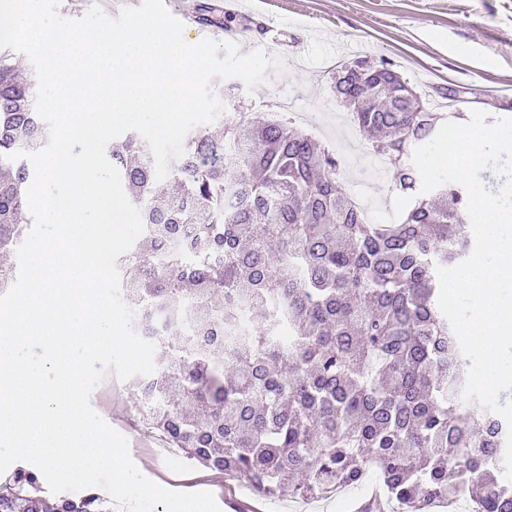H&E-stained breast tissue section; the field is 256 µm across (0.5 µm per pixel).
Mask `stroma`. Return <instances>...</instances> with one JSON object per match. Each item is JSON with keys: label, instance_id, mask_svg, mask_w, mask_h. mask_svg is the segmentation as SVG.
<instances>
[{"label": "stroma", "instance_id": "35a3bbf8", "mask_svg": "<svg viewBox=\"0 0 512 512\" xmlns=\"http://www.w3.org/2000/svg\"><path fill=\"white\" fill-rule=\"evenodd\" d=\"M240 19L264 24V33L235 35L242 52L277 41L297 59V67L270 74L267 84L247 92L242 81L214 80L213 89L226 108L270 113L271 102L288 98L307 118L302 128L320 134L341 159L340 175L353 194L372 193L383 213L402 214L408 199L393 192L390 176L378 172L374 153L363 134H350L340 124L344 108L336 98L327 58L387 61L417 92H429L438 104L439 91H455L468 109L490 118L512 117V0H219ZM94 410L115 430L129 434L137 405L133 389L121 382L109 391L96 387ZM130 456L141 472L178 492H211L249 500L243 482L212 474L186 458H158L154 438L144 435Z\"/></svg>", "mask_w": 512, "mask_h": 512}]
</instances>
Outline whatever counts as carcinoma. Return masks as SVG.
Instances as JSON below:
<instances>
[{"label": "carcinoma", "instance_id": "obj_1", "mask_svg": "<svg viewBox=\"0 0 512 512\" xmlns=\"http://www.w3.org/2000/svg\"><path fill=\"white\" fill-rule=\"evenodd\" d=\"M198 22L236 23L202 9ZM0 59V289L26 234L27 161L49 141L36 81ZM340 101L411 200L371 224L327 145L291 119L237 112L200 127L161 191L135 134L107 146L140 209L143 241L117 260L155 372L131 380L142 424L181 455L268 499L317 500L378 473L371 512H430L464 498L512 512L504 420L461 401L470 361L438 307L436 267L470 256L467 192L420 193L410 162L451 113L424 106L389 62L334 68ZM0 512H112L43 496L39 475L0 485Z\"/></svg>", "mask_w": 512, "mask_h": 512}]
</instances>
